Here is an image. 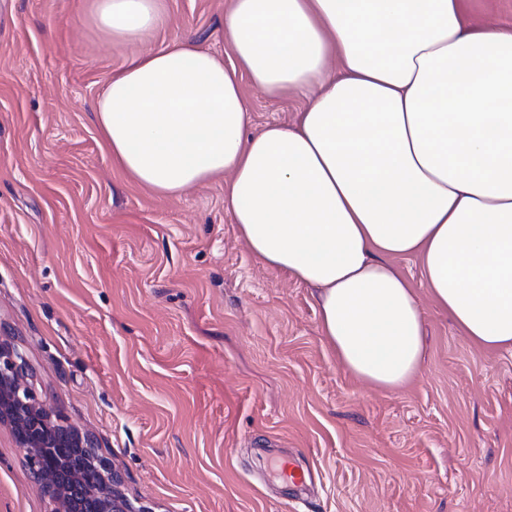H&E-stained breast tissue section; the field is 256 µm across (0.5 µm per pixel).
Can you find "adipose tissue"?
Returning <instances> with one entry per match:
<instances>
[{"mask_svg": "<svg viewBox=\"0 0 512 512\" xmlns=\"http://www.w3.org/2000/svg\"><path fill=\"white\" fill-rule=\"evenodd\" d=\"M465 0H231L222 60L180 39L114 71L93 103L113 161L157 196L225 176L250 252L313 289L352 375L396 391L420 372L422 315L392 258L417 255L463 336L512 351V28ZM137 43L158 0H92ZM305 102L247 135L237 79Z\"/></svg>", "mask_w": 512, "mask_h": 512, "instance_id": "adipose-tissue-1", "label": "adipose tissue"}]
</instances>
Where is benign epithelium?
Listing matches in <instances>:
<instances>
[{
    "mask_svg": "<svg viewBox=\"0 0 512 512\" xmlns=\"http://www.w3.org/2000/svg\"><path fill=\"white\" fill-rule=\"evenodd\" d=\"M28 376L29 365L24 355L15 345L0 340V424L8 425L16 443L27 450L26 466L48 495L50 512H84L89 501L93 503V512H149L116 494L114 486L119 477L105 459H93L99 478L94 490L88 489L86 481L62 462L50 460L46 448L58 430L68 442L81 447L92 448L94 442L81 434L61 411L46 409L28 383ZM66 443L60 442L58 446L64 447Z\"/></svg>",
    "mask_w": 512,
    "mask_h": 512,
    "instance_id": "7a95c632",
    "label": "benign epithelium"
}]
</instances>
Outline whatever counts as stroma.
<instances>
[{"label":"stroma","instance_id":"1","mask_svg":"<svg viewBox=\"0 0 512 512\" xmlns=\"http://www.w3.org/2000/svg\"><path fill=\"white\" fill-rule=\"evenodd\" d=\"M92 0H0V336L45 406L93 436L151 512H512V353L472 345L393 258L426 347L418 377L373 389L337 361L310 287L239 237L217 178L162 198L113 162L90 106L128 57L180 38L232 65L230 0H162L140 43ZM250 122L304 102L238 77ZM0 424V512H47ZM307 464L299 490L269 460Z\"/></svg>","mask_w":512,"mask_h":512}]
</instances>
